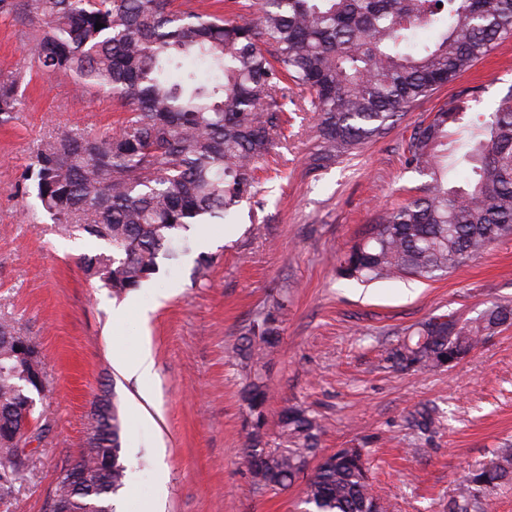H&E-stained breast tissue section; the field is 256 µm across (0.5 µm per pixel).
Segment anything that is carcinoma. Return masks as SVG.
Listing matches in <instances>:
<instances>
[{"mask_svg":"<svg viewBox=\"0 0 512 512\" xmlns=\"http://www.w3.org/2000/svg\"><path fill=\"white\" fill-rule=\"evenodd\" d=\"M253 17L229 19L173 0H0V15L35 27L34 58L47 76L73 79L81 94L107 92L125 117L105 132L61 131L37 147L25 180L56 231H81L100 245L82 271L116 295L138 288L173 259L174 237L224 215L259 192L258 172L284 137L293 89L308 91L317 114L315 168L336 163L380 134L410 104L470 70L512 37V0H253ZM104 27L95 29L96 23ZM433 27L429 44L415 32ZM193 57L213 72L203 81L183 67ZM27 66L0 80V115L16 110ZM470 137L458 148L456 128ZM463 177L448 179V156ZM406 164L429 178L422 194L385 210L340 262L339 277L370 282L404 276L435 281L495 240L512 236V92L493 112L442 108L409 139ZM284 302L256 322L237 348L258 363L279 340ZM512 324L495 305L461 324L448 314L421 322L387 361L400 371L445 367L471 354L485 332ZM40 349L0 318V501L29 466L19 454L27 402L45 391ZM268 383L256 374L243 398L255 417L246 453L256 484L292 485L316 455L321 424L298 407L279 418L283 447L259 433ZM423 431L435 412L412 416ZM123 418L117 405L87 424L76 460L87 491L65 481L54 493L72 512H115L125 485ZM512 480V448L468 471L448 512H477L485 491ZM305 512H383L371 491L367 456L342 448L324 456L305 486Z\"/></svg>","mask_w":512,"mask_h":512,"instance_id":"cac0c4a2","label":"carcinoma"}]
</instances>
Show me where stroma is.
Segmentation results:
<instances>
[{"label":"stroma","instance_id":"obj_1","mask_svg":"<svg viewBox=\"0 0 512 512\" xmlns=\"http://www.w3.org/2000/svg\"><path fill=\"white\" fill-rule=\"evenodd\" d=\"M31 32L0 16V79L29 61ZM471 90L478 112L495 111L512 90V38L331 166L310 164L315 114L293 112L259 194L231 223L192 234L178 262L117 297L80 268L89 237L57 235L24 180L40 141L61 130L116 127L117 107L106 94H77L65 76L21 86L16 112L0 115V317L42 352L47 389L35 410L48 431L15 483L17 512H48L104 395L126 420L117 512H139L128 499L132 488L157 497L158 512H301L305 479L275 492L255 484L245 459L252 428L279 446V416L291 406L320 420V454L368 451L372 488L387 512H448L462 473L512 446V326L431 373L396 370L387 353L430 316L468 323L492 305L512 306V236L438 281L365 285L338 278L336 269L383 209L423 184L403 155L415 127ZM206 252L218 261L200 281L193 268ZM276 297L288 311L278 345L260 365L242 362L237 346ZM119 305L127 314L116 322ZM145 340L157 373L147 396L118 361ZM257 372L271 388L259 427L242 398ZM423 405L439 418L429 433L410 422Z\"/></svg>","mask_w":512,"mask_h":512}]
</instances>
